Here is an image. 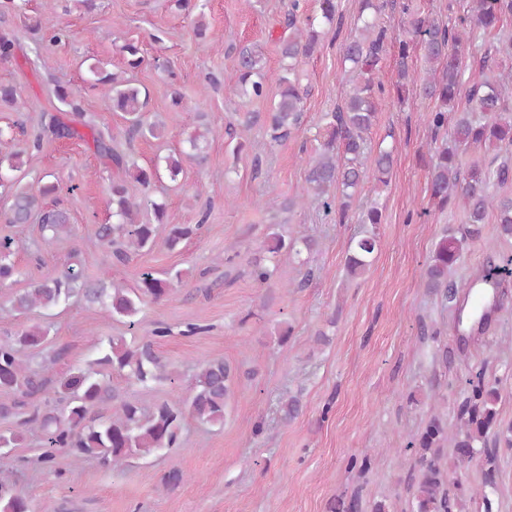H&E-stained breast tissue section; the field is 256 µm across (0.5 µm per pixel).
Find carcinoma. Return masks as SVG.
<instances>
[{
	"mask_svg": "<svg viewBox=\"0 0 512 512\" xmlns=\"http://www.w3.org/2000/svg\"><path fill=\"white\" fill-rule=\"evenodd\" d=\"M57 0H45L44 13L36 21V28L43 32L41 41L57 45L69 38V31L54 20ZM386 7V0H362L359 17L361 25L345 45L344 61L350 71L357 73L352 80L350 93L343 106L320 117L327 133L322 150L306 163L307 196L322 201L326 213H331L335 199L331 192L340 194L341 203L336 212V222L343 224L363 182L366 171L362 164L367 145V134L377 118V101L383 92L381 84L374 81L387 46L396 45L394 54L397 80L395 88L399 101H404L408 84H419V95L435 102L427 114L434 134L451 128L448 144L433 149L429 163L431 196L441 207L457 204L465 212L467 223L482 224L489 213L496 214L500 234L512 238V197H498L489 192L490 185L503 184L512 174L508 162L495 169L472 168L460 171L459 152L476 143H495L512 147V113L503 109L505 89L512 86V72L495 71L494 63L486 56L463 64L469 31L474 28L489 29L496 26L505 14L512 13V0H472L471 13L460 19V25L440 26L414 13L410 0H405L402 11L408 17L405 35L393 36L378 23V16ZM301 0H289L285 25L288 36L281 40V71L276 83L279 98L271 109L264 125L265 144L280 146L295 138L303 124V94L300 90V66L319 45L321 31L315 16L298 19ZM417 40L422 59L429 65L426 77L416 80L410 73L408 58L411 39ZM120 51L130 69L144 63L141 49L135 42H126ZM16 52L13 35L0 30V60H9ZM239 77L237 93L245 98H263L268 90V74L263 58L248 46L238 49ZM94 79L88 87L100 92L112 103V110L122 113L127 123L126 134L131 139L162 136L163 126L158 121H148L144 115L146 99L141 90L119 75L104 72L98 66L90 67ZM58 100L67 107L60 115L49 116L48 123L35 134L33 147L40 148L45 133L57 139L91 140L96 155L110 169L109 190L112 196L110 224H99L96 237L102 248L101 275L96 283L84 280L81 271L72 267L54 276L38 278L30 287L15 293L10 299V312L25 315L36 309L49 310L68 303L80 296L90 303H98L108 316L125 318L135 326L134 318L141 305L149 300L158 303L169 295L174 283L184 278L180 269H170L159 277L152 271L141 274L135 288L120 283H105L112 277V268L127 264L140 251L163 247L176 249L183 241L198 235L204 227L198 224H175L166 203L151 199L149 190L158 177L159 168L150 170L136 165L135 161L118 153L112 147V133L92 124L83 112L75 91L60 85L56 89ZM465 96L469 104L466 112L455 116L453 126H448V114L454 111L455 102ZM0 106L20 110L22 102L17 89L9 83L0 84ZM202 120L189 135V150L177 155L160 158L170 181L178 182L186 160H204L203 144L211 134L209 124ZM394 148H379L374 161L373 179L387 184L393 165ZM25 152L15 149L13 138L0 129V182L9 181L15 186L11 203L5 212L6 223L40 224L41 239L50 243L62 235L73 234V227L66 211L58 202L48 204L46 198L57 193L60 185L48 182L33 193L20 186L19 174L24 172ZM140 187L135 193L133 185ZM152 215V221L140 219L142 209ZM363 223L371 225L355 242L347 257V269L353 276L364 274L371 266L373 254L380 247L377 225L382 223L381 210L372 205L363 213ZM168 225L165 237L158 235V226ZM315 242L284 231L281 221L268 225V232L261 251L263 257L250 261L252 279L263 284L277 272L281 258L307 262L303 253H311ZM23 245L14 238H0V286L12 284L21 275L16 255ZM464 250V239L453 233L445 234L436 244L428 262L425 286L430 290L448 287V267L457 264ZM241 256L237 242L224 248V257L214 262V268L224 267V276L234 269ZM512 276V257L486 266L475 278L474 284L496 289L502 279ZM49 328L41 325L28 327L13 336L0 338V390L18 396L12 405L0 406V415H16L26 405V400L38 398L44 405H35L22 425H35L42 432L47 450L38 461H53V451L62 449L77 459L95 458L114 470L122 468L127 459L146 457L164 449L177 448L184 422L191 417L205 425H223L228 401L233 394L236 369L224 360H204L193 375L191 394L185 398L167 400L152 405L127 401L110 386L106 373L117 374L127 380L148 387L153 383L168 381L177 384L179 376L167 370L166 364L155 351L152 342H128L123 338H110L97 359V368L70 373L60 387L53 385L49 376L60 354L42 360L36 368L23 360L26 350H38L47 342ZM471 386L467 404L457 419V429L449 434L441 414H434L427 425L413 434L406 449L415 452L422 468L417 485L412 512H466V500L448 493V483H459L457 468L479 452L485 454V463L494 467L495 456L487 448L490 439L498 436L495 431L496 404L499 389L482 378L468 380ZM116 402L114 413L105 418H95L91 412L98 404ZM452 441L454 469L442 463L443 444ZM0 512H29L27 501L13 492L8 478L0 475Z\"/></svg>",
	"mask_w": 512,
	"mask_h": 512,
	"instance_id": "cac0c4a2",
	"label": "carcinoma"
}]
</instances>
